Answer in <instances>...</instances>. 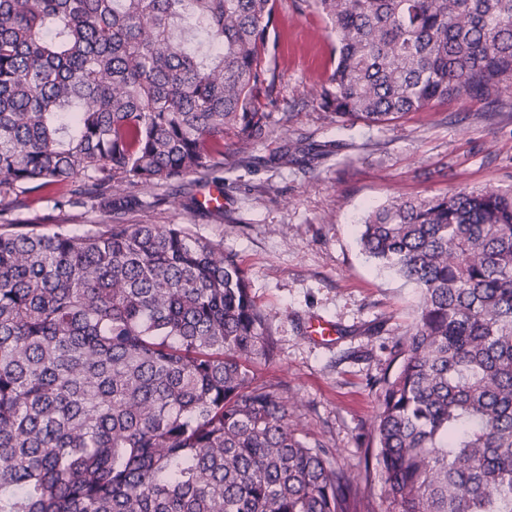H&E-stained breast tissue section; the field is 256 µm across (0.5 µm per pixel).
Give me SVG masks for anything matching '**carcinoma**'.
<instances>
[{
  "label": "carcinoma",
  "mask_w": 512,
  "mask_h": 512,
  "mask_svg": "<svg viewBox=\"0 0 512 512\" xmlns=\"http://www.w3.org/2000/svg\"><path fill=\"white\" fill-rule=\"evenodd\" d=\"M277 2L0 0V206L64 186L103 215L0 230V512H350L355 480L258 380L276 343L248 271L183 226L118 220L269 135ZM313 2L341 121L512 111V0ZM359 244L420 294L366 512H512V190L394 198Z\"/></svg>",
  "instance_id": "1"
}]
</instances>
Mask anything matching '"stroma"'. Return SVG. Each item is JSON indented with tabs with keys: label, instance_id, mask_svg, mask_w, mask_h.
Listing matches in <instances>:
<instances>
[{
	"label": "stroma",
	"instance_id": "1",
	"mask_svg": "<svg viewBox=\"0 0 512 512\" xmlns=\"http://www.w3.org/2000/svg\"><path fill=\"white\" fill-rule=\"evenodd\" d=\"M279 95L268 110L272 132L244 155L227 158L216 179L171 192L151 209H133L128 224H185L248 270L251 295L268 315L278 355L258 363L260 380L281 385L291 420L308 441L329 448L354 476L362 499L379 501L378 475L365 455L393 376L395 342L419 306L412 283L361 253L359 226L372 207L395 197L427 198L462 189L512 190V112L451 101L386 126L333 121L320 93L336 57L329 21L314 7L279 0L275 14ZM309 148L300 164L274 157L288 143ZM224 193V211L200 209L197 197ZM58 192L36 210L0 211V224L28 220L40 232L66 225L93 229L98 214L57 208ZM336 334L309 336L311 320Z\"/></svg>",
	"mask_w": 512,
	"mask_h": 512
}]
</instances>
